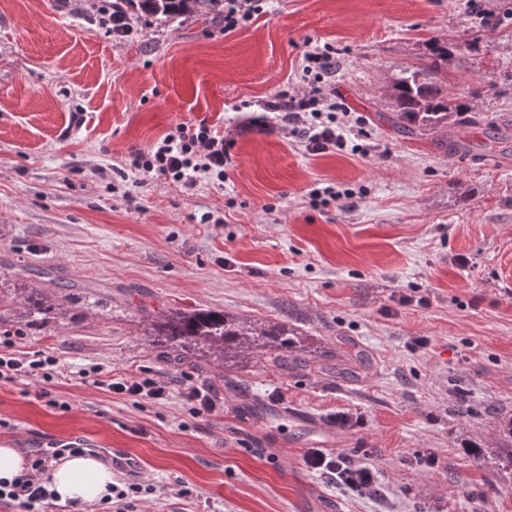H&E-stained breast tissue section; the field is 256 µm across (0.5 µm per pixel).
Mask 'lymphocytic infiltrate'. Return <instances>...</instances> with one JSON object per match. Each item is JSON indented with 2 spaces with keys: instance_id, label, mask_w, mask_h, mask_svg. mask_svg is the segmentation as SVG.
Returning <instances> with one entry per match:
<instances>
[{
  "instance_id": "obj_1",
  "label": "lymphocytic infiltrate",
  "mask_w": 512,
  "mask_h": 512,
  "mask_svg": "<svg viewBox=\"0 0 512 512\" xmlns=\"http://www.w3.org/2000/svg\"><path fill=\"white\" fill-rule=\"evenodd\" d=\"M335 70V51L327 46L314 48L305 53L298 74L299 82L307 86L306 92L296 96L283 90L278 94L277 108L282 113L283 128L310 155L346 151L351 139L364 133L362 119L347 123L339 117L341 105L328 84ZM229 148L223 133L207 121L183 122L149 148L131 150L126 163L131 170L188 190L203 185L220 189L230 161ZM22 338V331L17 330L0 340V383L14 384L25 378L53 382L60 372L58 359L39 351L18 350ZM79 375L93 387L134 398L140 404H157L170 396L167 383L146 370L115 377L96 364L80 370ZM52 458V452H35L28 472L0 485V503L24 508L25 512H39L51 505L54 494L44 486L42 477ZM305 462L311 469L330 474L339 485L353 492H364L375 483V471L370 464L355 466L345 459L328 456L319 448L309 449Z\"/></svg>"
}]
</instances>
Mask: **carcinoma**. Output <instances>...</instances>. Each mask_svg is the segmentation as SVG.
<instances>
[{
    "instance_id": "1",
    "label": "carcinoma",
    "mask_w": 512,
    "mask_h": 512,
    "mask_svg": "<svg viewBox=\"0 0 512 512\" xmlns=\"http://www.w3.org/2000/svg\"><path fill=\"white\" fill-rule=\"evenodd\" d=\"M132 8L146 15H161L170 19L181 17H206L224 12V0H124ZM456 45L432 40L422 63L407 67L392 78L389 99L395 111V127L412 135H425L449 128L464 118L473 125L484 122L483 116L472 111L471 104L448 92V59L454 55ZM30 316L37 320L48 318L51 306L42 299L28 296ZM160 347L187 357L191 348L207 346L224 358L228 350L235 349L242 341L258 347L269 348L283 359L300 358L301 347L294 334L282 324L248 323L229 316L221 310L203 309L176 312L152 323ZM503 433L505 443L499 458L503 465L512 468V418Z\"/></svg>"
}]
</instances>
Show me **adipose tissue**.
Listing matches in <instances>:
<instances>
[{"label":"adipose tissue","instance_id":"adipose-tissue-1","mask_svg":"<svg viewBox=\"0 0 512 512\" xmlns=\"http://www.w3.org/2000/svg\"><path fill=\"white\" fill-rule=\"evenodd\" d=\"M48 487L58 502L93 504L111 494L112 470L99 458L76 454L64 458L50 472Z\"/></svg>","mask_w":512,"mask_h":512}]
</instances>
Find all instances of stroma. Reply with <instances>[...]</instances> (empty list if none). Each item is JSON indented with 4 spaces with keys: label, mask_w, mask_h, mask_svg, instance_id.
I'll list each match as a JSON object with an SVG mask.
<instances>
[{
    "label": "stroma",
    "mask_w": 512,
    "mask_h": 512,
    "mask_svg": "<svg viewBox=\"0 0 512 512\" xmlns=\"http://www.w3.org/2000/svg\"><path fill=\"white\" fill-rule=\"evenodd\" d=\"M98 5L0 0V333L60 360L51 390L70 405L48 406L30 379L0 385V448L62 439L115 476L133 463L156 487L141 512H512L495 455L512 417V128L494 129L512 117V0H267L230 34L136 13L124 42L90 21ZM483 24L494 35L463 48ZM431 38L460 44L448 87L485 129L393 126L385 87ZM326 43L336 100L367 132L358 153L305 154L261 109ZM200 120L232 142L223 189L125 167ZM318 183L343 198L313 203ZM29 288L54 300L48 322H30ZM198 309L288 324L310 368L280 369L266 348L163 362L151 316ZM91 363L151 368L170 397L84 384ZM189 375L223 408L192 414ZM273 403L324 420L333 454L375 468L376 492L309 469L319 437Z\"/></svg>",
    "instance_id": "1"
}]
</instances>
